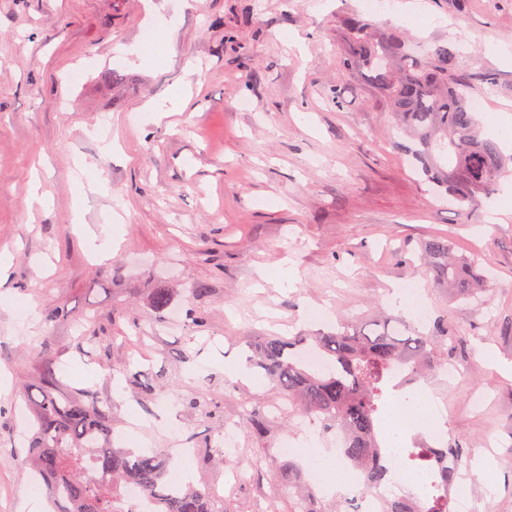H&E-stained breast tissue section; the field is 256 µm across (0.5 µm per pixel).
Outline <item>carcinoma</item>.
<instances>
[{"label": "carcinoma", "instance_id": "obj_1", "mask_svg": "<svg viewBox=\"0 0 512 512\" xmlns=\"http://www.w3.org/2000/svg\"><path fill=\"white\" fill-rule=\"evenodd\" d=\"M343 68L352 77H367L391 112L405 141L397 148L409 157L415 176L430 183L436 195L463 206L489 198L501 178L512 173V156L482 135L467 103L464 77L456 70L457 52L441 42L420 54L403 38L351 14L340 22ZM423 252L432 281L448 289L453 300L475 302L488 293L481 261L459 258L446 236L431 237ZM455 339L446 320L425 331L412 321L377 319L365 332L346 321L317 336H265L254 346V366L278 396L317 418L324 427L349 433L345 454L362 473L366 487L389 478L384 458L387 442L378 427L387 402L398 388L396 368L423 377L442 364L445 342ZM316 350L329 363L315 371L300 353ZM33 434L24 459L44 486L54 512H125L119 507L122 487L136 484L151 498L154 512H212L208 494L169 487L172 457L159 451L135 453L103 440L110 433L109 411L56 389L54 373L40 379L32 399ZM461 459L465 448L455 441L439 450L413 444L404 449L406 468L423 476L424 503L405 496L384 512H450L448 490L457 473L438 467L437 454Z\"/></svg>", "mask_w": 512, "mask_h": 512}]
</instances>
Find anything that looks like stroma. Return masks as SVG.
Instances as JSON below:
<instances>
[{"instance_id":"35a3bbf8","label":"stroma","mask_w":512,"mask_h":512,"mask_svg":"<svg viewBox=\"0 0 512 512\" xmlns=\"http://www.w3.org/2000/svg\"><path fill=\"white\" fill-rule=\"evenodd\" d=\"M412 2L417 22L389 11L378 23L423 51L453 44L470 93L484 99L483 132L498 137L500 116L512 115V59L497 51L512 45V0ZM363 11L362 0H0V251L12 258L0 282V512H28L45 494L23 461L46 368L61 392L111 407L115 445L192 449L178 462L184 483L205 490L245 469L221 512H288L289 464L303 483L314 469L276 453L299 443L298 413L251 365L254 342L326 332L341 316L367 325L380 311L399 315L388 289L427 277L421 246L434 235L479 253L498 279L483 305L431 286L422 298L457 334L447 348L461 376L433 389L451 439L468 449L476 510L512 512V467L502 465L512 454V215L493 223L488 201L442 206L415 183L390 112L341 66L339 22ZM164 20L170 52L152 71L133 50ZM174 95L180 111H145ZM35 179L40 206L29 202ZM83 181L105 190H80ZM287 269L297 286L274 287ZM160 288L207 326L162 322L151 304ZM53 307L70 321L45 325ZM314 308L328 319L308 321ZM86 316L100 343L83 358L74 322ZM126 363L151 391L125 377ZM194 395L216 414L186 408ZM254 407L266 432L244 417ZM133 413L143 427L128 442ZM228 423L240 426L239 451L220 462Z\"/></svg>"}]
</instances>
